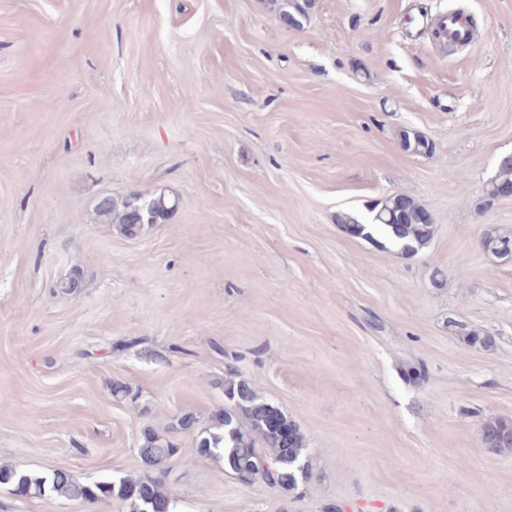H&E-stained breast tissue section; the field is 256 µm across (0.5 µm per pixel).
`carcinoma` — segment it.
Returning a JSON list of instances; mask_svg holds the SVG:
<instances>
[{
    "instance_id": "carcinoma-1",
    "label": "carcinoma",
    "mask_w": 512,
    "mask_h": 512,
    "mask_svg": "<svg viewBox=\"0 0 512 512\" xmlns=\"http://www.w3.org/2000/svg\"><path fill=\"white\" fill-rule=\"evenodd\" d=\"M280 22L290 28H300L309 16L313 0H271ZM402 148L412 154H428L433 144L423 135L402 131ZM512 185V160L498 163V174L487 190L494 199L501 185ZM171 206L160 194L147 201L133 195L116 205L105 196L96 211L109 224H118L129 236L137 235L145 224L165 220ZM426 208L405 194H391L371 207L367 221L351 211L336 215V223L348 225L358 238L373 240L379 235L392 241L405 252H416L427 245L432 236V224L421 217ZM224 396L230 405L215 413L210 424L203 427L190 412L177 418L173 429L197 431L198 453L221 457L242 482L251 480L262 465L268 466V485L291 487L297 483L293 464L305 448V438L288 417L273 404L261 399L250 384L235 373L224 379ZM483 442L498 448H512V424L503 420L486 421L482 426ZM177 445L151 430L143 432L138 455L144 466L143 475H124L116 479L79 482L62 468L49 473L21 471L9 465L0 466V485L8 486L12 494L23 498L51 496L76 499L93 504L116 497L129 503L131 512H155L161 507L178 512V502L169 493L161 477V466L177 453Z\"/></svg>"
}]
</instances>
